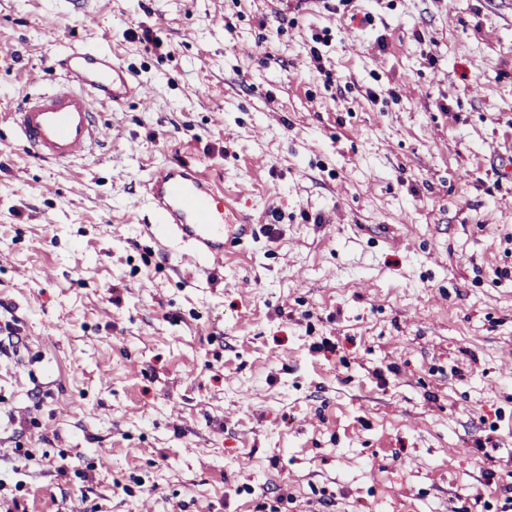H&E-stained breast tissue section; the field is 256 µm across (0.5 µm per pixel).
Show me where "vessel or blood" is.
<instances>
[{
  "label": "vessel or blood",
  "mask_w": 512,
  "mask_h": 512,
  "mask_svg": "<svg viewBox=\"0 0 512 512\" xmlns=\"http://www.w3.org/2000/svg\"><path fill=\"white\" fill-rule=\"evenodd\" d=\"M64 80L50 91L28 95L10 114L25 146L48 163L92 154L99 141L94 101L147 100L149 90L111 50L73 46L59 59ZM143 199L132 211L148 209L147 229L165 254L185 246L196 262L217 264L224 252L253 238L256 215L238 210L215 180L184 162L154 166Z\"/></svg>",
  "instance_id": "1"
}]
</instances>
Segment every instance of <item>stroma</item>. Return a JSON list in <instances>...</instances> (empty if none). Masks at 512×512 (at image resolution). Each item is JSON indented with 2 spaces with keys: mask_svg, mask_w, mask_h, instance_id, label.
Wrapping results in <instances>:
<instances>
[{
  "mask_svg": "<svg viewBox=\"0 0 512 512\" xmlns=\"http://www.w3.org/2000/svg\"><path fill=\"white\" fill-rule=\"evenodd\" d=\"M55 2L0 0V502L512 512V0ZM85 44L151 104L39 161L8 114ZM177 160L279 215L219 270L129 208Z\"/></svg>",
  "mask_w": 512,
  "mask_h": 512,
  "instance_id": "stroma-1",
  "label": "stroma"
}]
</instances>
